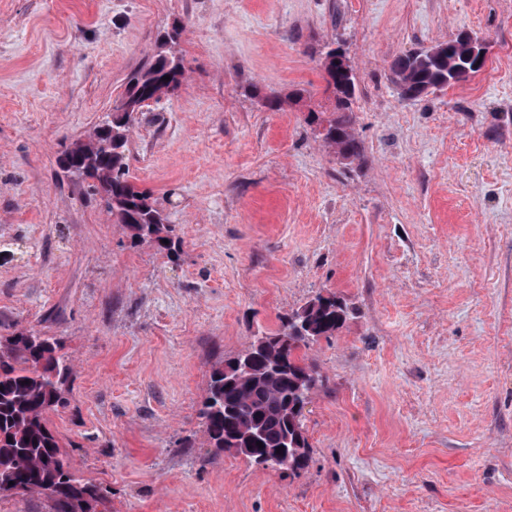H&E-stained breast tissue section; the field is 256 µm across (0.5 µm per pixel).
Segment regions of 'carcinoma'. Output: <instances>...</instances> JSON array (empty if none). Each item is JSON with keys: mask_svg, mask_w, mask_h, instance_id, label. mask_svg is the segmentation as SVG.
Here are the masks:
<instances>
[{"mask_svg": "<svg viewBox=\"0 0 512 512\" xmlns=\"http://www.w3.org/2000/svg\"><path fill=\"white\" fill-rule=\"evenodd\" d=\"M179 35L175 26L157 39L150 59L130 74L114 101L112 121L96 125L58 159L59 167L87 181L105 201L114 223L124 227L133 243L149 244L172 261L181 255L180 239L151 194L130 180L127 151L137 115L149 101L175 94L183 83ZM472 43L480 47L484 40L476 34L467 42L455 37L401 56L391 66L392 81L402 94L423 95L450 86L483 68L473 61L467 71H458ZM320 64L333 107L324 118L309 111L310 120L323 124L325 143L341 158L358 159L361 148L352 133L353 68L339 47L322 53ZM347 316L343 300L318 295L281 317L276 330L255 337L248 349L251 372L237 374L234 359L213 367L200 409L208 447L223 452L235 448L253 462L263 455L280 457V448H301V453H288L279 469H305L310 445L296 405L311 398L323 380L300 351L335 335ZM71 373L57 339L33 330L0 336V500L38 494L46 498L49 512H108L107 496L74 472L49 426L48 414L66 404Z\"/></svg>", "mask_w": 512, "mask_h": 512, "instance_id": "carcinoma-1", "label": "carcinoma"}]
</instances>
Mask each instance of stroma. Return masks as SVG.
Here are the masks:
<instances>
[{"mask_svg": "<svg viewBox=\"0 0 512 512\" xmlns=\"http://www.w3.org/2000/svg\"><path fill=\"white\" fill-rule=\"evenodd\" d=\"M182 24L185 80L129 172L183 241L133 243L59 156ZM487 42L466 81L402 97L401 55ZM356 77L359 160L327 147L320 66ZM310 90L280 111L262 94ZM0 336L69 356L52 429L112 512H512V0H0ZM349 317L304 356L300 474L206 444L212 368L316 295Z\"/></svg>", "mask_w": 512, "mask_h": 512, "instance_id": "stroma-1", "label": "stroma"}]
</instances>
